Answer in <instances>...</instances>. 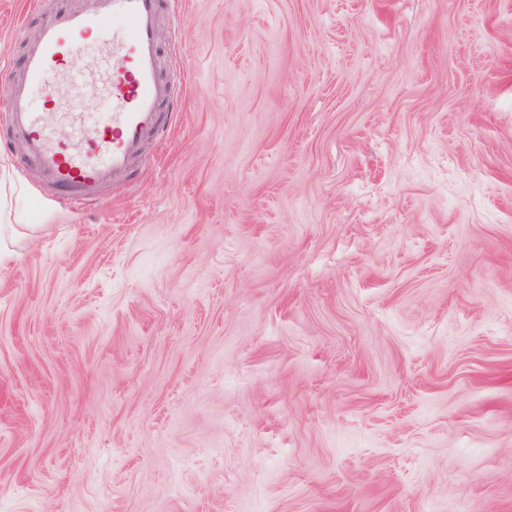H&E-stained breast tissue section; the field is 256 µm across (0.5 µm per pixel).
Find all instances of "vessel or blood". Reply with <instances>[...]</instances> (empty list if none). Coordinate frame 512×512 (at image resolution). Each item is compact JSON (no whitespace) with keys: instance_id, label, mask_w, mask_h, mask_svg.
Instances as JSON below:
<instances>
[{"instance_id":"obj_1","label":"vessel or blood","mask_w":512,"mask_h":512,"mask_svg":"<svg viewBox=\"0 0 512 512\" xmlns=\"http://www.w3.org/2000/svg\"><path fill=\"white\" fill-rule=\"evenodd\" d=\"M162 11L163 0L63 4L42 14L35 39L26 43L22 66L5 88V143L35 166L60 204H97L109 184L129 180L147 163V144L167 132L180 85L158 39ZM90 52L108 111L76 105L47 122L32 104V88L48 94L61 83L79 84Z\"/></svg>"}]
</instances>
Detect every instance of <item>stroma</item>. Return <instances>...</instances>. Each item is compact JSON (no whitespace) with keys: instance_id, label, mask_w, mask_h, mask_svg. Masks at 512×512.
<instances>
[{"instance_id":"1","label":"stroma","mask_w":512,"mask_h":512,"mask_svg":"<svg viewBox=\"0 0 512 512\" xmlns=\"http://www.w3.org/2000/svg\"><path fill=\"white\" fill-rule=\"evenodd\" d=\"M159 35L186 90L133 182L64 208L0 148V512H512V0Z\"/></svg>"}]
</instances>
